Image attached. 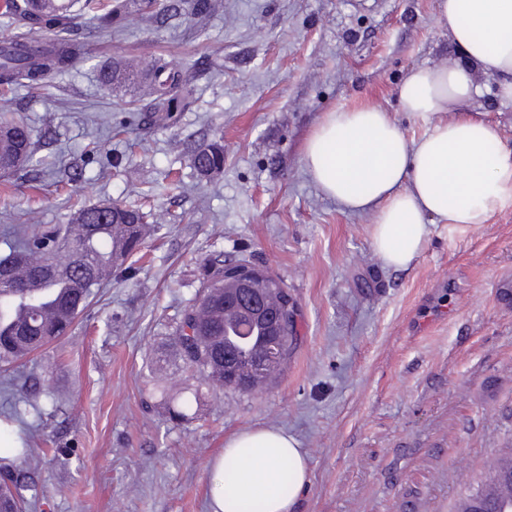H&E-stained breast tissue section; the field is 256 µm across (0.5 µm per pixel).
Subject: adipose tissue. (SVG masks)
<instances>
[{
    "instance_id": "adipose-tissue-1",
    "label": "adipose tissue",
    "mask_w": 512,
    "mask_h": 512,
    "mask_svg": "<svg viewBox=\"0 0 512 512\" xmlns=\"http://www.w3.org/2000/svg\"><path fill=\"white\" fill-rule=\"evenodd\" d=\"M439 23L457 52L448 67H417L405 77L404 111L443 113L416 140L389 113L375 109L327 112L309 135L303 161L327 198L350 212L375 211L372 245L391 268L421 252L434 224L464 230L486 223L512 204V149L489 122L455 112L480 93L479 77L494 78L512 100V0H439ZM237 463L227 482L225 463ZM210 512H296L311 484L299 442L275 428L246 429L224 445L210 466Z\"/></svg>"
}]
</instances>
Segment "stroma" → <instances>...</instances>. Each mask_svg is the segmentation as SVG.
Instances as JSON below:
<instances>
[{
  "instance_id": "35a3bbf8",
  "label": "stroma",
  "mask_w": 512,
  "mask_h": 512,
  "mask_svg": "<svg viewBox=\"0 0 512 512\" xmlns=\"http://www.w3.org/2000/svg\"><path fill=\"white\" fill-rule=\"evenodd\" d=\"M222 2L203 30L187 13L151 25L133 15L112 36L78 23L79 70L0 89L37 147L36 164L0 178V229L64 224L75 206L113 200H144L150 222L142 259L24 361L44 390L21 382L12 397L38 425L37 512H209L208 467L226 440L270 426L309 461L298 512H454L512 440V205L467 230L433 226L395 270L372 247L375 214L325 198L303 163L334 109L426 131L398 94L410 69L456 57L437 0ZM157 57L190 76L195 100L164 123L138 86L116 97L99 76ZM481 84L460 109L512 147V102ZM217 139L224 170L201 178L191 155ZM218 255L278 278L297 306L292 357L260 391L203 385L173 351L175 320ZM193 393L188 419H170Z\"/></svg>"
}]
</instances>
